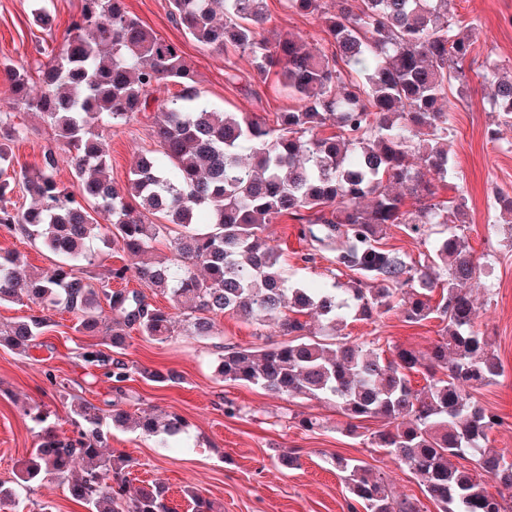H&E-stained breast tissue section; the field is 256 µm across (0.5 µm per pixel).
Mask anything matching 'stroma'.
Returning a JSON list of instances; mask_svg holds the SVG:
<instances>
[{
  "mask_svg": "<svg viewBox=\"0 0 512 512\" xmlns=\"http://www.w3.org/2000/svg\"><path fill=\"white\" fill-rule=\"evenodd\" d=\"M80 5V0H54L53 23L43 29L33 22L36 0H0V61L28 65L33 91L42 87L35 45L57 50ZM267 5L266 37L291 29L311 47L326 44L328 37L318 17L289 11L284 0H267ZM126 6L146 27L179 46L194 71L197 91L215 109L252 112L270 120L295 106L276 75L259 78L247 55L231 46L217 51L187 35L171 19L169 0H126ZM454 8L461 21L459 32L472 44V70L493 60L502 73L512 72V0H454ZM230 72L237 76L232 84L226 80ZM12 99L9 83L0 78V116L28 130L27 138L11 145L13 164L31 168L40 164L45 148L54 147V131L39 114L13 108ZM448 114L449 148L466 196V235L485 268L472 286L475 325L492 337L505 369L497 383L473 388L471 394L503 418L490 440L512 458V242L496 228L503 213L502 196L512 197V122H504L499 114L491 83L474 77L466 88L451 86ZM153 117V112H143L129 124L106 131L107 174L112 181L124 183L137 159L155 149ZM268 232L283 248L292 277L333 282L325 263H318L313 271L304 268L299 255L306 243L298 222L282 218ZM5 252L18 253L27 270L36 273H52L58 262L39 242L21 233L0 232V254ZM50 317L40 345L28 356L0 348V483L12 484L17 465L28 457L36 440L24 407L42 405L67 432L70 403L80 397L107 411L117 407L135 416L158 408L187 419L189 437L170 448L132 427L107 430V451L128 453L136 462L133 486L161 480L175 505L184 501L183 488L192 485L216 512H348L345 483L331 463L332 457L341 455L362 460L373 471L387 472L398 492L419 499L421 512H439L411 474L369 447L365 437L379 428V421H362L361 436L354 439L344 435V419L333 402L279 398L223 380L217 370L222 344L275 342L279 339L275 327L226 315L217 317L214 338L179 330L169 341L158 343L130 331L127 359L153 370L174 371L180 381L161 386L136 375L118 390L78 358V346L89 339L73 331L72 314L58 309ZM438 329L434 319L409 325L389 313L372 321L349 322L346 331L367 341L379 340L384 347L423 352L437 340ZM49 370L55 373L57 385L47 381ZM231 405L239 407V414H227ZM296 415L319 417L323 427L300 430L292 424ZM292 448L300 455L298 467L280 468L278 454Z\"/></svg>",
  "mask_w": 512,
  "mask_h": 512,
  "instance_id": "stroma-1",
  "label": "stroma"
}]
</instances>
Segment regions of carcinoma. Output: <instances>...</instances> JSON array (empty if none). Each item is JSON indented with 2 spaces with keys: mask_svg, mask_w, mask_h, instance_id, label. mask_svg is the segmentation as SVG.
Returning <instances> with one entry per match:
<instances>
[{
  "mask_svg": "<svg viewBox=\"0 0 512 512\" xmlns=\"http://www.w3.org/2000/svg\"><path fill=\"white\" fill-rule=\"evenodd\" d=\"M341 2L338 12L325 14L321 0H286L294 13L320 16L333 47L328 54L292 30L269 41L262 34L266 0H170L173 21L192 39L248 54L261 78L277 69L299 104L271 124L201 100L178 46L147 29L125 0H81L69 38L44 65L38 93L24 65L0 62L13 105L53 127L75 177L71 186L57 180L51 147L40 165L13 169L7 142L26 138L27 130L0 122V230H20L59 258L51 275L40 276L18 254L0 255V303L40 308L0 329V346L28 355L48 327L46 312L59 306L74 315L82 336L98 335L106 314L113 354L82 345L78 357L86 366L117 389L133 373L178 383L173 371L119 358L131 329L160 343L175 332V313L139 289L111 288L134 278L168 296L190 336L213 337L216 317L236 315L274 324L286 337L269 346L225 345L218 364L224 381L279 397L331 400L350 435L363 419L380 421L370 444L406 468L443 512H512L485 488L490 479L512 489V460L489 439L503 419L469 392L495 383L503 365L492 337L474 329L467 288L480 264L465 234L463 188L436 200L450 171L448 86L464 82L471 43L458 37L453 0ZM170 83L181 90L154 97ZM152 101L159 149L116 185L105 174L102 133L129 123ZM495 105L512 118V77L498 81ZM17 185L33 198L24 211L9 206ZM408 199L411 210L404 209ZM157 212L180 227L177 261L136 263L165 228L147 222ZM280 217L303 222L305 266L325 260L332 275L346 273L348 281H290L281 249L266 234ZM393 225L425 246L419 259L384 247ZM92 240L122 250L132 263L88 275ZM390 312L408 324L439 320V339L424 353L397 348L388 356L377 341L341 333L349 318L371 321ZM312 315L321 320L319 336L308 335L305 317ZM414 372L425 377L420 389L411 384ZM26 416L37 443L13 485L0 484V512H24L34 485L47 478L67 483L85 512H175L164 483L130 487L133 460L104 452L102 427L107 419L114 427L132 421L166 441L186 433L182 415L144 411L133 419L79 401L70 435L40 405ZM332 463L343 473L352 512H420L416 499L397 493L365 462L336 456ZM183 493L194 512H214L196 488Z\"/></svg>",
  "mask_w": 512,
  "mask_h": 512,
  "instance_id": "obj_1",
  "label": "carcinoma"
}]
</instances>
